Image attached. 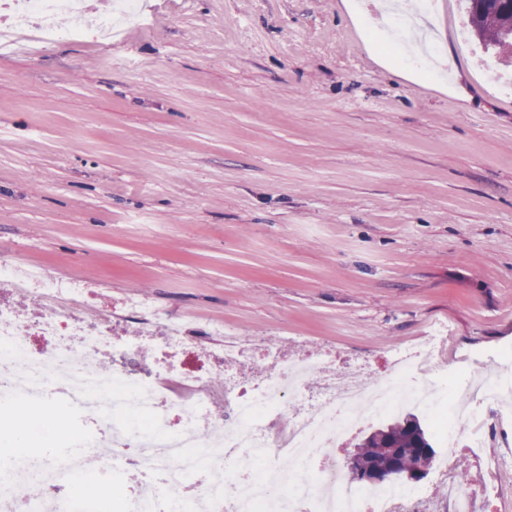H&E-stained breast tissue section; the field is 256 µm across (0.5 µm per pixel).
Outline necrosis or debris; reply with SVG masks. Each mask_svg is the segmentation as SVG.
<instances>
[{"label": "necrosis or debris", "instance_id": "4bbe7bcc", "mask_svg": "<svg viewBox=\"0 0 512 512\" xmlns=\"http://www.w3.org/2000/svg\"><path fill=\"white\" fill-rule=\"evenodd\" d=\"M37 287L44 309L21 317L0 303V405L48 400L73 414L93 416L94 428L60 462L0 463V512H72L61 485L84 475L89 460L134 472L126 512H401L418 490L389 483L347 482L335 451L365 425L406 407L432 420L443 448L484 445L486 414L512 403L497 380L481 387L478 406L445 410L448 376L438 370L447 344L444 326L416 345L387 353L391 370L374 374L365 358L339 365L336 353L300 347L288 353L231 334L192 335L185 321L151 333L154 306L132 304L136 336L112 333L106 313L69 316L82 301L77 283L0 256V286ZM147 355L148 378L120 370L128 357ZM216 358L218 369H186L188 356ZM106 356L116 370L93 363ZM254 377L244 380L243 370ZM183 422L173 426V415ZM109 448L99 457V448ZM48 487L34 500L30 484Z\"/></svg>", "mask_w": 512, "mask_h": 512}]
</instances>
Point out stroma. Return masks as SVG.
I'll use <instances>...</instances> for the list:
<instances>
[{
  "mask_svg": "<svg viewBox=\"0 0 512 512\" xmlns=\"http://www.w3.org/2000/svg\"><path fill=\"white\" fill-rule=\"evenodd\" d=\"M120 35L0 46V251L198 331L296 337L382 364L448 329L449 371L512 352V89L464 0L435 73L382 69L343 0H142ZM55 447L0 409V446ZM472 512H512V416Z\"/></svg>",
  "mask_w": 512,
  "mask_h": 512,
  "instance_id": "stroma-1",
  "label": "stroma"
}]
</instances>
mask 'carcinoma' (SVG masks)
<instances>
[{
  "instance_id": "cac0c4a2",
  "label": "carcinoma",
  "mask_w": 512,
  "mask_h": 512,
  "mask_svg": "<svg viewBox=\"0 0 512 512\" xmlns=\"http://www.w3.org/2000/svg\"><path fill=\"white\" fill-rule=\"evenodd\" d=\"M474 35L486 47L495 49L503 35L512 31V0H477L469 7ZM437 452L417 417L380 424L355 445L357 467L350 469L351 481L359 482L358 469L396 468L412 476H428Z\"/></svg>"
}]
</instances>
